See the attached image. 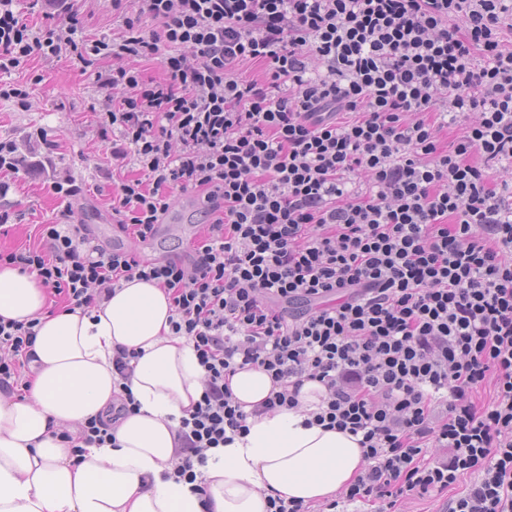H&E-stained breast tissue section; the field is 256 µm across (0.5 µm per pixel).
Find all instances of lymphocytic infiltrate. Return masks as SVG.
Returning <instances> with one entry per match:
<instances>
[{"label":"lymphocytic infiltrate","mask_w":512,"mask_h":512,"mask_svg":"<svg viewBox=\"0 0 512 512\" xmlns=\"http://www.w3.org/2000/svg\"><path fill=\"white\" fill-rule=\"evenodd\" d=\"M110 2L123 30L91 40L77 0H0V73L65 55L105 89L123 235L153 238L175 191L209 222L177 259L108 249L71 221L75 179L1 140L0 172L47 174L64 207L0 264L71 310L124 280L167 291L205 370L176 479L245 432L228 378L251 366L275 386L267 411L321 383L316 423L362 434L368 461L339 498L269 512H399L431 492L441 512H512V0ZM256 61L265 78L243 76ZM37 325L0 319V391L22 387Z\"/></svg>","instance_id":"f902f5d3"}]
</instances>
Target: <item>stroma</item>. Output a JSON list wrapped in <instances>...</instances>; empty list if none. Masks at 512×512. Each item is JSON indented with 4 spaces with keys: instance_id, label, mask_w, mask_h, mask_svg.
Segmentation results:
<instances>
[{
    "instance_id": "obj_1",
    "label": "stroma",
    "mask_w": 512,
    "mask_h": 512,
    "mask_svg": "<svg viewBox=\"0 0 512 512\" xmlns=\"http://www.w3.org/2000/svg\"><path fill=\"white\" fill-rule=\"evenodd\" d=\"M12 81L30 86V109L14 100L0 98V139L20 146H31L37 154L51 153L60 174L82 182L86 194L75 200V218L89 224L99 239L112 240L117 223L107 203L106 192L112 183L98 170L108 146L94 133L99 102L103 96L70 59L32 57ZM9 197L17 201L20 216L7 233H0V250L29 244L35 227L55 222L59 200L44 177L36 171L9 177ZM201 214H193L188 223L171 224L149 241V258L183 255L188 243L200 231Z\"/></svg>"
}]
</instances>
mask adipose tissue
<instances>
[{
  "label": "adipose tissue",
  "mask_w": 512,
  "mask_h": 512,
  "mask_svg": "<svg viewBox=\"0 0 512 512\" xmlns=\"http://www.w3.org/2000/svg\"><path fill=\"white\" fill-rule=\"evenodd\" d=\"M170 316L163 289L143 281L121 282L90 315L53 310L35 275L0 264V318L40 321L28 394H0V512H201L191 483L169 476L180 420L201 399L205 375ZM119 346L137 354L126 385L112 370ZM229 388L248 431L207 452L210 512H268L274 496L316 504L364 470L357 436L309 425L325 394L319 382H304L298 407L260 414L267 373L238 370ZM126 390L137 409L115 423L114 444L86 446L75 461L60 431L109 414Z\"/></svg>",
  "instance_id": "adipose-tissue-1"
}]
</instances>
